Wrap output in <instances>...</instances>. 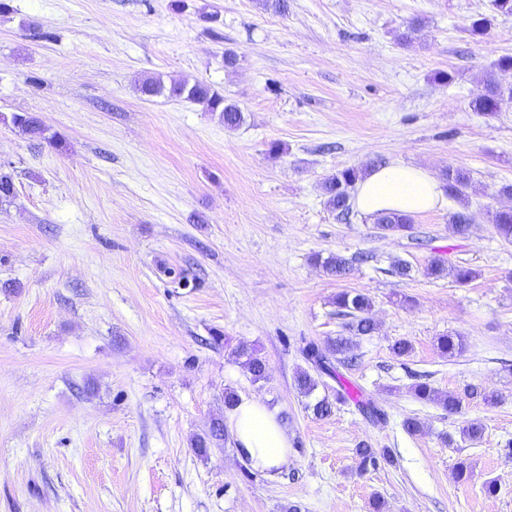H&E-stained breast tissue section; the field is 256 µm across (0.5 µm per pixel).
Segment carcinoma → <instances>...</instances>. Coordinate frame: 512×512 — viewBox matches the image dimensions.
Listing matches in <instances>:
<instances>
[{"instance_id": "carcinoma-1", "label": "carcinoma", "mask_w": 512, "mask_h": 512, "mask_svg": "<svg viewBox=\"0 0 512 512\" xmlns=\"http://www.w3.org/2000/svg\"><path fill=\"white\" fill-rule=\"evenodd\" d=\"M497 70H512V56L500 58L493 65V69L487 72L486 92L472 102L473 110L476 112L495 113L502 110L506 103H512V88H502L495 78ZM167 93L168 97L184 99L203 105L209 112H217L224 120V126L235 128L242 122V113L239 108L224 100V96L214 90L210 85L196 81L175 82L170 87L157 78H148L141 85V93L146 96H154ZM0 122L12 125L21 134L32 142L41 144L46 142L50 145L58 143L59 138L47 134V129L39 119L30 112H14L9 116L0 114ZM362 171L357 168H346L340 171L324 184V193L327 197L328 206L342 216H349L351 207L349 204V188L353 187L361 176ZM441 180L443 187L452 199L461 200L466 194L469 185V172L450 166L446 168ZM15 181L12 173L0 168V202L9 201L14 198ZM470 215L465 210H459L451 214L450 223L454 233L465 235L470 228ZM378 228L382 231L407 232L412 229L411 218L402 214H385L376 219ZM492 224L497 234L506 242L512 243V209L498 210L492 215ZM315 261L321 264L327 271L336 276L347 275L352 268V261L337 254H331L324 258L315 256ZM371 299L362 293L352 294L342 292L336 296V308L342 316L348 318L344 324L347 335L338 336L328 346L322 348L314 342L308 343L302 353L305 359L319 372L333 378L335 368L333 362L341 363L346 360V355L351 353L355 347L353 337L365 336L375 330V325L368 317L371 309ZM438 348L448 356H453L462 351L464 347L461 336H441L437 339ZM236 360L246 368L252 381H263L268 376L266 361L258 354V351L251 345L240 343L232 349ZM299 390L307 397H310L317 390L319 382L306 371H301L296 377ZM412 392L416 399L423 403L435 404L454 414L461 410L463 402L467 399L482 398L493 403L496 397L487 395L478 390L476 386H469L461 394L442 393L426 382H419L412 386ZM224 440V421L217 419L211 424L209 433L205 436H197L193 439L192 446L200 453H207L210 445ZM356 455L360 460L361 470L369 468L376 469L381 464L392 462L389 451L381 452L372 448L367 443H362L356 448Z\"/></svg>"}]
</instances>
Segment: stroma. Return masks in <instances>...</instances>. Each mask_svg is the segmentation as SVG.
<instances>
[{
	"label": "stroma",
	"instance_id": "stroma-1",
	"mask_svg": "<svg viewBox=\"0 0 512 512\" xmlns=\"http://www.w3.org/2000/svg\"><path fill=\"white\" fill-rule=\"evenodd\" d=\"M10 4L0 113H35L61 144L0 123L16 185L0 203V512H373L377 496L383 512H512V244L490 222L512 208L498 193L512 184V104L471 107L512 56V14L493 0ZM148 76L207 82L243 120L228 129L199 104L144 96ZM393 162L468 171L466 203L402 234L328 208L327 178ZM463 207L460 236L449 217ZM332 253L371 259L339 279L314 261ZM397 259L408 276L391 273ZM435 259L438 278L425 274ZM459 266L476 278L457 283ZM344 290L373 300L376 329L339 372L384 412L377 423L350 400L317 418L295 385L303 347L343 334ZM444 335L463 352L442 354ZM400 340L409 356L394 355ZM241 342L267 380L231 357ZM420 381L499 402L451 414L413 397ZM229 390L284 417L290 460L276 477L233 438L192 447ZM409 416L420 432L405 431ZM474 419L481 437L461 438ZM363 443L392 464L360 471ZM232 354L246 368L253 382L263 381L267 378V363L253 346L239 343L232 349Z\"/></svg>",
	"mask_w": 512,
	"mask_h": 512
}]
</instances>
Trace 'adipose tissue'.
I'll return each instance as SVG.
<instances>
[{
  "label": "adipose tissue",
  "instance_id": "ef3b65f1",
  "mask_svg": "<svg viewBox=\"0 0 512 512\" xmlns=\"http://www.w3.org/2000/svg\"><path fill=\"white\" fill-rule=\"evenodd\" d=\"M446 198L440 181L427 169L390 163L368 170L355 187L354 209L372 220L395 212L418 215L436 211ZM227 427L240 456L262 473L277 474L289 462L288 436L275 412L256 398H240L228 410Z\"/></svg>",
  "mask_w": 512,
  "mask_h": 512
}]
</instances>
